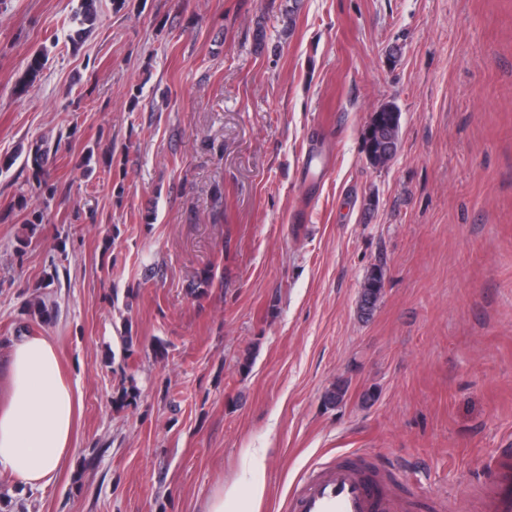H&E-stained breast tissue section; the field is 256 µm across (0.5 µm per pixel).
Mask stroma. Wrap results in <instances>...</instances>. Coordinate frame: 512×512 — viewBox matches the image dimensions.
Instances as JSON below:
<instances>
[{
  "instance_id": "1",
  "label": "stroma",
  "mask_w": 512,
  "mask_h": 512,
  "mask_svg": "<svg viewBox=\"0 0 512 512\" xmlns=\"http://www.w3.org/2000/svg\"><path fill=\"white\" fill-rule=\"evenodd\" d=\"M79 5L0 0V358L47 337L80 397L68 463L34 492L0 477V512H202L249 448L260 512L357 453L406 512H483L512 448V0H101L83 35ZM400 112L391 105H383L372 113L370 119L362 132L363 151L366 155L367 152L372 153L373 160L370 161L372 165H383L380 160V152L387 153L389 150V138L393 130L399 138L400 132ZM367 129L371 132V137L366 136ZM384 286V270L381 266H375L366 273L360 290L359 307L364 315H370L377 307ZM367 297L373 298L372 307L366 309L364 303Z\"/></svg>"
}]
</instances>
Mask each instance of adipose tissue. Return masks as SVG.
Wrapping results in <instances>:
<instances>
[{"mask_svg":"<svg viewBox=\"0 0 512 512\" xmlns=\"http://www.w3.org/2000/svg\"><path fill=\"white\" fill-rule=\"evenodd\" d=\"M78 397L56 349L42 336L16 338L0 359V476L26 490L49 486L70 457ZM264 448L248 449L241 484L219 489L204 512H256L266 490Z\"/></svg>","mask_w":512,"mask_h":512,"instance_id":"1","label":"adipose tissue"}]
</instances>
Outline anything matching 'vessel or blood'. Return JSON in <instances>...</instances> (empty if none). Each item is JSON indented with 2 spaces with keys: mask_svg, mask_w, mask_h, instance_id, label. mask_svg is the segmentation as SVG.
Returning a JSON list of instances; mask_svg holds the SVG:
<instances>
[{
  "mask_svg": "<svg viewBox=\"0 0 512 512\" xmlns=\"http://www.w3.org/2000/svg\"><path fill=\"white\" fill-rule=\"evenodd\" d=\"M486 484V512H512V450L499 449ZM402 508L401 501L355 459L319 464L299 481L285 503L286 512H401Z\"/></svg>",
  "mask_w": 512,
  "mask_h": 512,
  "instance_id": "vessel-or-blood-1",
  "label": "vessel or blood"
}]
</instances>
